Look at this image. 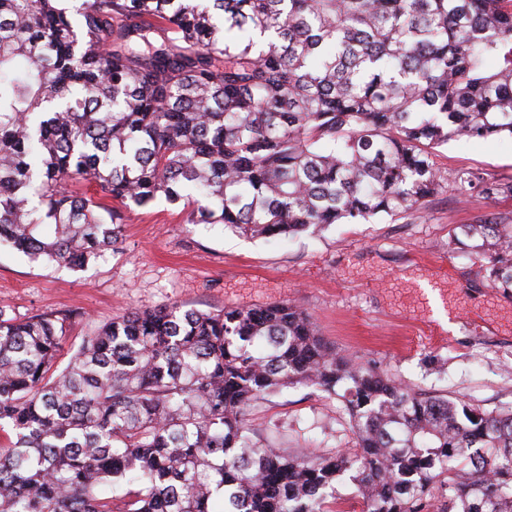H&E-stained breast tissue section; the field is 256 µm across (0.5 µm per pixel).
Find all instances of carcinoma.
<instances>
[{
	"mask_svg": "<svg viewBox=\"0 0 512 512\" xmlns=\"http://www.w3.org/2000/svg\"><path fill=\"white\" fill-rule=\"evenodd\" d=\"M504 134L512 0H0V242L33 260L82 267L159 197L251 238L392 217L442 187L430 150ZM463 234L511 289L512 224ZM58 322L0 308V512H114L106 485L324 512L345 473L363 512H512V411L342 357L294 305L134 311L62 369ZM292 385L342 399L354 456L255 446L247 411Z\"/></svg>",
	"mask_w": 512,
	"mask_h": 512,
	"instance_id": "1",
	"label": "carcinoma"
}]
</instances>
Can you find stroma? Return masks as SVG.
<instances>
[{
  "label": "stroma",
  "instance_id": "1",
  "mask_svg": "<svg viewBox=\"0 0 512 512\" xmlns=\"http://www.w3.org/2000/svg\"><path fill=\"white\" fill-rule=\"evenodd\" d=\"M432 160L445 181L420 209L317 233L250 239L186 223L181 207L161 199L127 210L117 248L82 269L33 262L2 244L0 307L18 319L62 318L74 351L136 310L291 303L338 352L418 392L486 412L510 410L512 294L491 287L484 258L450 236L487 216L512 222V139L452 141ZM468 172L498 193L460 194L455 178ZM437 280L448 289L446 326L426 317ZM248 424L263 448L328 456L356 450L343 404L313 386L259 401Z\"/></svg>",
  "mask_w": 512,
  "mask_h": 512
}]
</instances>
